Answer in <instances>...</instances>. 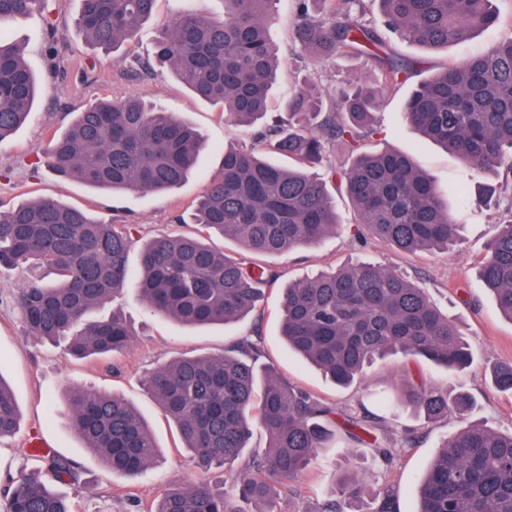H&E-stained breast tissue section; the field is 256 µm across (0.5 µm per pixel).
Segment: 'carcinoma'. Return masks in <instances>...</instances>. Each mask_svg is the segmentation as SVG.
Returning a JSON list of instances; mask_svg holds the SVG:
<instances>
[{"mask_svg":"<svg viewBox=\"0 0 512 512\" xmlns=\"http://www.w3.org/2000/svg\"><path fill=\"white\" fill-rule=\"evenodd\" d=\"M158 0H80L76 28L91 45L118 50L134 40ZM224 15L193 10L177 15L156 44L155 56L198 97L224 107V118L248 126L268 112L279 57L268 39L274 0H223ZM388 32L422 48L473 39L504 22L493 0H377ZM44 0H0V142L33 112L38 83L22 47L4 41L12 22ZM292 45L320 60L365 54L374 59L387 91L406 83L416 63L396 57L385 36L363 20L365 0H297ZM378 93L354 84L334 109L323 111L308 90L288 92V125L262 132L273 152L295 160L284 169L251 150L224 152L220 170L199 196L194 221L257 256L281 255L319 244L339 227L327 181L337 183L356 210V235L405 253L450 251L461 225L429 174L393 151H375L371 123ZM405 120L479 173H492L480 202L502 210L493 227L480 278L500 313L512 321V37L422 81L407 98ZM205 148L187 121L152 102L100 100L76 113L53 135L47 166L57 175L110 192H165L184 183ZM351 155L342 168L326 165L329 149ZM326 166L322 174L306 167ZM130 236L52 197L0 211V268L37 261L58 276L30 281L15 295L27 332L41 339L70 337L80 357L125 351L134 331L119 313L88 314L129 282ZM134 283L147 311L187 326L224 325L256 309L262 286L279 274L246 265L196 235L167 234L144 244ZM280 336L288 348L348 388L367 368L400 353L448 371L472 367L475 355L448 315L425 291L374 264H347L282 289ZM82 327L75 334L76 324ZM259 349L242 341L221 354L174 357L149 373L147 392L176 427L203 477L168 489L144 512H246L240 503L275 512V480L297 478L314 452L339 432L356 445L391 454L369 412L347 413L291 385L276 370H256ZM492 385L512 392V363L491 372ZM403 401L428 420L453 412L466 419L464 393L407 381ZM69 425L114 474L138 475L156 466L161 448L147 420L123 399L73 389ZM20 425L11 387L0 377V439ZM266 444L241 468L236 494L211 473L240 461L255 430ZM57 478L74 477L70 462L48 458ZM340 500L323 512H345L362 494L354 475L339 478ZM7 512H74L70 502L33 477L12 489ZM417 512H512V431L465 424L446 439L421 479Z\"/></svg>","mask_w":512,"mask_h":512,"instance_id":"1","label":"carcinoma"}]
</instances>
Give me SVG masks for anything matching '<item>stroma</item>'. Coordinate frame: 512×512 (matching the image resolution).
Instances as JSON below:
<instances>
[{
  "mask_svg": "<svg viewBox=\"0 0 512 512\" xmlns=\"http://www.w3.org/2000/svg\"><path fill=\"white\" fill-rule=\"evenodd\" d=\"M79 0H46L45 8L11 27L9 37L22 45L25 58L36 73L40 93L30 122L0 143V202L5 204L51 196L90 211L100 220L123 224L130 231V268H137L140 247L159 235L196 234L193 205L208 179L221 167L230 149L266 152L259 133L265 125L285 116L288 89L297 84L320 91L331 103L339 84L354 82L377 86L380 72L365 55L338 58L325 63L295 54L290 33L297 19L296 0H276L268 34L278 51L280 75L270 90L271 107L263 121L237 128L224 120L222 106L207 102L189 91L168 69L153 66L140 72L138 60L147 59L156 38L178 13L193 8L219 17L222 0H159L153 16L144 23L131 46L109 52L87 44L75 27ZM65 30L64 38L49 42L48 22ZM512 36V25L502 24L473 40L446 49L425 50L392 40L396 56L418 61L419 67L405 85L385 93L373 113L379 130L375 147L410 155L447 196L453 214L462 225L461 240L450 252L398 253L374 240L359 239L358 216L347 199L336 198L340 226L334 235L311 248L267 258L280 277L266 287L256 311L227 325L185 328L146 313L134 290H124L112 305L94 311V318L109 317L120 307L135 329L134 341L125 352L78 359L66 344H44L26 335L25 325L14 305V295L25 281H50L47 268L0 272V376L10 383L21 411L18 433L0 440V512H6L5 491L23 476L41 471L45 482L53 477L41 455L31 452L27 442L40 433L52 443L53 455L72 464L73 478L60 484L74 512H137L138 504H149L168 488L196 480L199 470L179 448L160 408L146 393L143 380L165 361L183 355L215 354L240 339L261 342L264 362L273 364L288 382L337 408L357 412L368 408L394 447L388 457L372 448L359 447L339 437L319 449L307 469L281 490L276 512H321L333 499L339 476L357 469L364 481L361 512H372L374 498L386 491L393 495L397 512H416L418 478L439 447L455 433L456 416L430 421L414 407L399 400L406 380L425 381L468 393L473 400L470 422L499 431L512 430V394L495 389L489 380L493 365L512 362V321L499 312L485 288L479 266L487 253L497 209L477 205L475 191L481 176L455 156L423 140L405 122L403 108L417 83L448 63L459 62L490 43ZM131 95L150 100L165 111L185 118L206 137L197 172L179 188L164 192L109 195L94 191L73 178L54 175L46 165L50 137L63 130L73 113L99 99L120 101ZM370 262L395 271L424 288L450 319L454 320L478 358L475 366L449 372L428 361L396 356L367 369L364 380L347 389L334 386L314 367L288 350L279 335L280 290L308 275L356 262ZM75 388L116 394L134 404L153 425L163 461L135 477L112 474L70 430L65 399Z\"/></svg>",
  "mask_w": 512,
  "mask_h": 512,
  "instance_id": "stroma-1",
  "label": "stroma"
}]
</instances>
